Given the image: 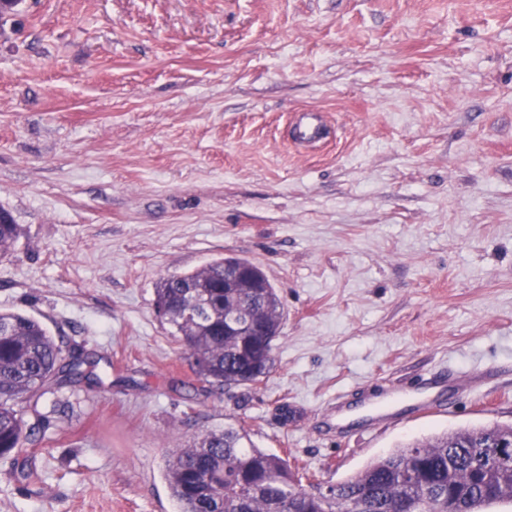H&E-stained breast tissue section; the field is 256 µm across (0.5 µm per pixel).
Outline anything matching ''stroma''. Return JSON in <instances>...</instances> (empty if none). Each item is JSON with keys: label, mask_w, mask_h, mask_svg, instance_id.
Here are the masks:
<instances>
[{"label": "stroma", "mask_w": 512, "mask_h": 512, "mask_svg": "<svg viewBox=\"0 0 512 512\" xmlns=\"http://www.w3.org/2000/svg\"><path fill=\"white\" fill-rule=\"evenodd\" d=\"M314 107L326 141L291 144ZM0 310L80 346L0 512H180L165 459L225 424L320 488L395 446L512 424V0H19L0 15ZM259 266L284 308L257 385L201 383L164 277ZM497 378L368 431L362 395ZM0 210L4 212L5 218L10 219L11 222L0 223V259L11 253L15 243L21 236L22 229L20 224H16L11 213L0 207Z\"/></svg>", "instance_id": "35a3bbf8"}]
</instances>
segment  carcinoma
<instances>
[{"instance_id":"carcinoma-1","label":"carcinoma","mask_w":512,"mask_h":512,"mask_svg":"<svg viewBox=\"0 0 512 512\" xmlns=\"http://www.w3.org/2000/svg\"><path fill=\"white\" fill-rule=\"evenodd\" d=\"M0 223V258L11 253L21 225ZM239 267L243 287L224 291V268ZM154 305L169 309L196 373L209 384L246 385L248 358L274 366V341L284 314L276 288L263 270L239 257L216 259L191 272L163 278ZM248 317L265 328L263 336L224 334L231 315ZM94 362L60 344L39 320L0 311V459L15 460L35 441L44 415L25 419L18 403L61 389L98 382ZM511 425L494 424L445 431L403 444L368 462L343 481L316 493L306 490L288 459L256 447L243 426L210 430L187 448H175L165 476L181 512H291L298 498L305 512H452L461 501L473 512L512 503V447L501 448Z\"/></svg>"}]
</instances>
